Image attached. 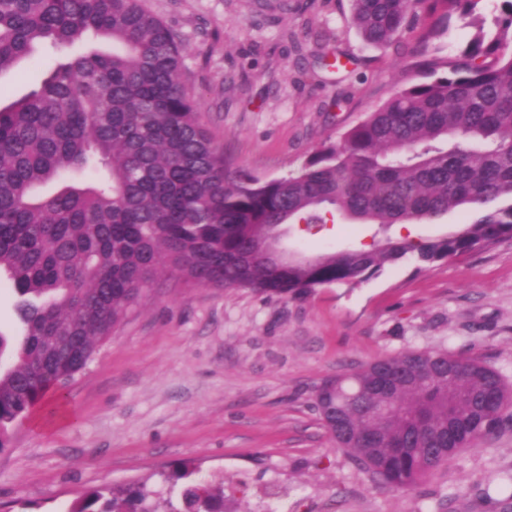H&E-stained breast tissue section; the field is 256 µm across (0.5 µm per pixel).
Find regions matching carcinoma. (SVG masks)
Segmentation results:
<instances>
[{
  "label": "carcinoma",
  "mask_w": 512,
  "mask_h": 512,
  "mask_svg": "<svg viewBox=\"0 0 512 512\" xmlns=\"http://www.w3.org/2000/svg\"><path fill=\"white\" fill-rule=\"evenodd\" d=\"M479 0H351L364 42L389 45L415 9L468 16ZM112 41L56 64L0 106V273L16 295L21 341L0 331V451L7 426L85 368L158 267L189 283L297 297L353 288L413 257L421 265L512 238V0L490 27L441 57L294 174L231 173L183 88V47L144 0H0V73L46 44ZM60 188L49 196L42 185ZM475 218L445 235L386 236L288 263L260 247L283 224L324 212L375 224ZM315 407L336 447L373 478L410 491L512 420V385L442 350L378 358L326 379ZM182 466L180 511L224 509V482ZM141 488L82 493L71 512H162Z\"/></svg>",
  "instance_id": "carcinoma-1"
}]
</instances>
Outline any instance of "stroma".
I'll return each instance as SVG.
<instances>
[{
    "instance_id": "obj_1",
    "label": "stroma",
    "mask_w": 512,
    "mask_h": 512,
    "mask_svg": "<svg viewBox=\"0 0 512 512\" xmlns=\"http://www.w3.org/2000/svg\"><path fill=\"white\" fill-rule=\"evenodd\" d=\"M145 5L180 39L181 81L228 167L263 180L295 172L417 80L419 38L437 20L417 11L377 49L353 26L350 0ZM324 54L340 66L322 68ZM59 57L41 49L0 73V103ZM286 230L290 248L316 256L370 247L375 227L337 214ZM430 349L481 359L512 383V239L300 298L198 287L163 269L87 366L9 428L0 512H70L88 489L128 484L175 498L161 475L176 466L223 476L234 512H502L512 422L400 493L337 449L314 407L325 379Z\"/></svg>"
}]
</instances>
